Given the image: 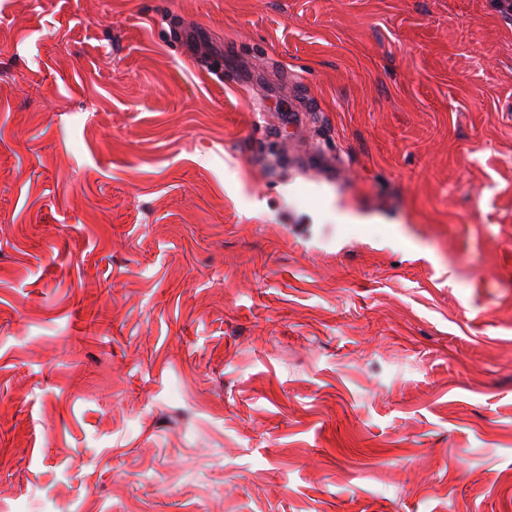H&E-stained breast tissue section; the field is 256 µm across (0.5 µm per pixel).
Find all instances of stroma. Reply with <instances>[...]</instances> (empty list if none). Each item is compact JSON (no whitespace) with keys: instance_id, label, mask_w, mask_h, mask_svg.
Wrapping results in <instances>:
<instances>
[{"instance_id":"35a3bbf8","label":"stroma","mask_w":512,"mask_h":512,"mask_svg":"<svg viewBox=\"0 0 512 512\" xmlns=\"http://www.w3.org/2000/svg\"><path fill=\"white\" fill-rule=\"evenodd\" d=\"M512 512V14L0 0V512Z\"/></svg>"}]
</instances>
